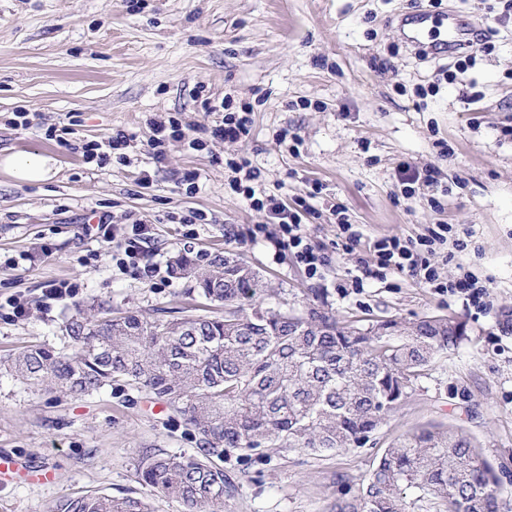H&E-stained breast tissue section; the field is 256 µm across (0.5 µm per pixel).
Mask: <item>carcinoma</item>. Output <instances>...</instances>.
Returning a JSON list of instances; mask_svg holds the SVG:
<instances>
[{
  "instance_id": "carcinoma-1",
  "label": "carcinoma",
  "mask_w": 512,
  "mask_h": 512,
  "mask_svg": "<svg viewBox=\"0 0 512 512\" xmlns=\"http://www.w3.org/2000/svg\"><path fill=\"white\" fill-rule=\"evenodd\" d=\"M173 274L223 309L173 319L100 303L66 322L69 355L30 344L4 361L27 384L71 396L105 386L164 400L200 436L193 455L155 454L137 466L141 484L180 500L186 512H224L237 493L224 450L261 447L336 453L366 444L406 401L435 357L469 339L445 316L389 319L359 327L310 307L273 301L259 272L230 253L185 249ZM504 472L460 426L409 429L384 448L356 491L341 478L329 512H409L406 491L431 512H502ZM49 512H154L144 497L84 491Z\"/></svg>"
}]
</instances>
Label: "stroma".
Masks as SVG:
<instances>
[{
    "mask_svg": "<svg viewBox=\"0 0 512 512\" xmlns=\"http://www.w3.org/2000/svg\"><path fill=\"white\" fill-rule=\"evenodd\" d=\"M413 0H0V155L38 151L56 161L48 182L19 184L0 172V257H18L40 243L50 256L0 270V302L20 298L30 317H0V358L41 342L71 347L65 321L77 308L103 302L114 311L150 314L196 304L188 280L170 272L184 248L229 250L252 266L281 300L329 310L341 320L412 321L458 317L469 339L439 357L416 382L404 406L374 444L306 455L268 449L259 465L239 451L224 454L238 485L224 512H326L339 478L358 487L387 443L427 423L463 427L486 458L512 472V336L496 317L512 306V21L499 24L491 51L456 80L446 60L415 56L397 27ZM429 90L418 96L417 87ZM254 108L243 142L208 143L196 151L180 141L155 158L149 118L172 114L204 122L203 100L224 96ZM30 125H14L15 113ZM297 140H279L281 129ZM136 133L126 162H86L82 144ZM246 155L255 187L289 207L318 190L303 222L310 244L327 257L309 276L294 255L269 237L265 222L229 187V159ZM440 169L437 185L405 195L403 166ZM153 178L142 187V172ZM196 174L188 191L186 174ZM345 206L361 243L337 249L331 205ZM204 217L195 229L190 213ZM108 216L115 235L142 220L152 236L142 246L143 271L121 272L113 248L90 237L85 224ZM435 224L452 225L464 251L436 246L441 276L465 270L486 282V309H465L404 275L351 280L359 261H372L373 240L417 239ZM54 280L77 294L45 304ZM198 440L167 406L122 387L82 398L30 387L0 371V452L48 469L54 480L17 478L0 485V512H48L58 498L96 489L113 496L146 494L137 464L149 454L193 453Z\"/></svg>",
    "mask_w": 512,
    "mask_h": 512,
    "instance_id": "obj_1",
    "label": "stroma"
}]
</instances>
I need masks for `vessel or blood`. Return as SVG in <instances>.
<instances>
[{
	"label": "vessel or blood",
	"mask_w": 512,
	"mask_h": 512,
	"mask_svg": "<svg viewBox=\"0 0 512 512\" xmlns=\"http://www.w3.org/2000/svg\"><path fill=\"white\" fill-rule=\"evenodd\" d=\"M478 19L463 23L454 13L435 14L428 10L409 12L400 20L406 43L424 56L440 57L465 41V26H478Z\"/></svg>",
	"instance_id": "obj_1"
}]
</instances>
